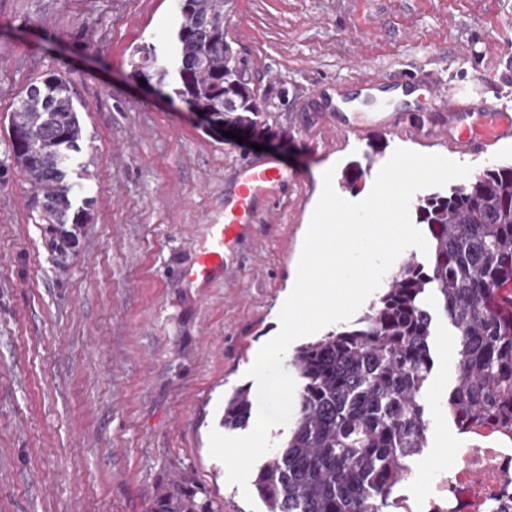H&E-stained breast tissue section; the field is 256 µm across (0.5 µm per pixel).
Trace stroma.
I'll use <instances>...</instances> for the list:
<instances>
[{
	"label": "stroma",
	"instance_id": "35a3bbf8",
	"mask_svg": "<svg viewBox=\"0 0 512 512\" xmlns=\"http://www.w3.org/2000/svg\"><path fill=\"white\" fill-rule=\"evenodd\" d=\"M177 0H0V512H149L186 477L224 512L250 509L209 452L224 397L280 329L320 197V173L358 201L393 151L439 154L482 173L512 163V140L461 153L447 135L387 130L385 112L424 119L428 90L402 72H433L512 109V0H233L228 38L265 103L257 147L213 135L179 99L138 76L141 52L176 60ZM58 73L83 127L68 165L74 209L91 218L60 257L28 206L11 158L9 116L26 88ZM381 78L377 97L362 77ZM339 86L360 138L337 134L318 85ZM272 160L306 183L227 250L208 287L173 275L224 219V190L244 162ZM434 368L423 390L428 446L410 490L424 496L460 432L446 398L457 381L453 327L433 319Z\"/></svg>",
	"mask_w": 512,
	"mask_h": 512
}]
</instances>
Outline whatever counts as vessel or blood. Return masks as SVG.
<instances>
[{
	"label": "vessel or blood",
	"instance_id": "b4317fda",
	"mask_svg": "<svg viewBox=\"0 0 512 512\" xmlns=\"http://www.w3.org/2000/svg\"><path fill=\"white\" fill-rule=\"evenodd\" d=\"M471 96L449 94L443 118L448 124V142L461 152L485 149L501 137L512 134V110L485 105L483 128L467 125ZM289 178L271 161L248 164L239 172L230 198L224 203V221L216 225L208 247L201 249L192 265L176 270L175 276L186 282L208 281L224 272V245L246 235L252 224L271 214L279 192Z\"/></svg>",
	"mask_w": 512,
	"mask_h": 512
}]
</instances>
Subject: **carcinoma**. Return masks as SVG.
<instances>
[{
	"mask_svg": "<svg viewBox=\"0 0 512 512\" xmlns=\"http://www.w3.org/2000/svg\"><path fill=\"white\" fill-rule=\"evenodd\" d=\"M175 71L155 69L157 85L207 114L216 134L232 127L266 133L264 105L246 60L224 36V0H180ZM12 158L29 186V207L52 246L75 247L87 206L73 210L70 152L83 129L69 81L49 74L29 86L10 115ZM430 261L411 258L387 281L354 327L297 347L288 368L300 381L288 436L257 470L267 512H384L392 488L411 474L427 443L421 395L434 362L433 296L456 330L460 378L447 398L462 432L487 427L512 439V165L486 169L448 195L418 206ZM251 388L224 398V427L249 424ZM152 512H223L209 492L179 479Z\"/></svg>",
	"mask_w": 512,
	"mask_h": 512,
	"instance_id": "carcinoma-1",
	"label": "carcinoma"
}]
</instances>
